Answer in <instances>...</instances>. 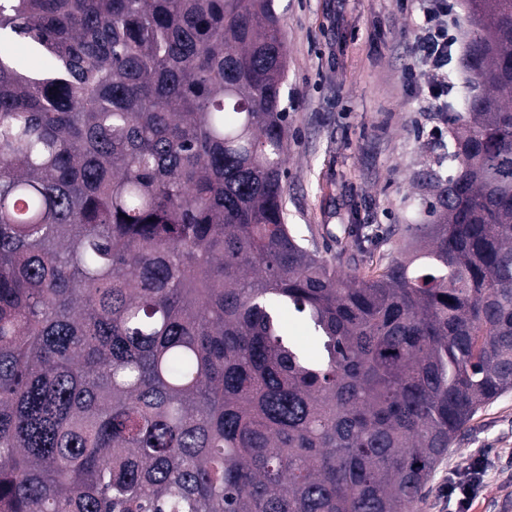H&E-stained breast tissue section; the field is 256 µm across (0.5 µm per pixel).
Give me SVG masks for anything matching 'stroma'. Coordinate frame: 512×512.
<instances>
[{
  "instance_id": "stroma-1",
  "label": "stroma",
  "mask_w": 512,
  "mask_h": 512,
  "mask_svg": "<svg viewBox=\"0 0 512 512\" xmlns=\"http://www.w3.org/2000/svg\"><path fill=\"white\" fill-rule=\"evenodd\" d=\"M286 32L288 75L287 222L303 245L330 256L341 225L364 224L373 261L399 258L400 224H429L428 181L439 119L403 79L416 65L417 5L395 0H274ZM459 45L448 65L449 100L468 74L471 30L457 0ZM473 482L469 512H512V391L479 411L438 465L415 512H454L455 483Z\"/></svg>"
}]
</instances>
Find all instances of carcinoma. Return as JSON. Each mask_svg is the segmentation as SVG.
<instances>
[{
  "label": "carcinoma",
  "instance_id": "1",
  "mask_svg": "<svg viewBox=\"0 0 512 512\" xmlns=\"http://www.w3.org/2000/svg\"><path fill=\"white\" fill-rule=\"evenodd\" d=\"M484 2L437 220L356 276L286 224L273 0H0V512H413L512 391V0Z\"/></svg>",
  "mask_w": 512,
  "mask_h": 512
}]
</instances>
